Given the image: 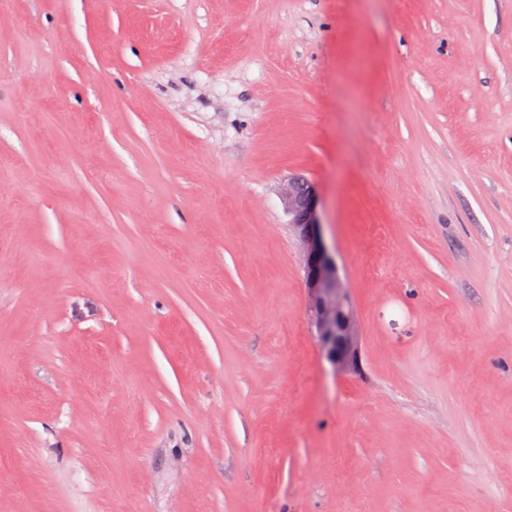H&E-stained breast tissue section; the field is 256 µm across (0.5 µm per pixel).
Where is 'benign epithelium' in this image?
I'll use <instances>...</instances> for the list:
<instances>
[{
    "instance_id": "obj_1",
    "label": "benign epithelium",
    "mask_w": 512,
    "mask_h": 512,
    "mask_svg": "<svg viewBox=\"0 0 512 512\" xmlns=\"http://www.w3.org/2000/svg\"><path fill=\"white\" fill-rule=\"evenodd\" d=\"M304 181L291 177L280 188V199L296 238L304 286L308 298V317L323 357L334 373L351 375L360 371L361 333L348 288L342 283L336 258L327 246L318 214L316 189L299 191Z\"/></svg>"
}]
</instances>
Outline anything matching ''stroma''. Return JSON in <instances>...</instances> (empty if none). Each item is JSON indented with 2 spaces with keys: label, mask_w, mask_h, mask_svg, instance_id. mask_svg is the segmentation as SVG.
I'll use <instances>...</instances> for the list:
<instances>
[{
  "label": "stroma",
  "mask_w": 512,
  "mask_h": 512,
  "mask_svg": "<svg viewBox=\"0 0 512 512\" xmlns=\"http://www.w3.org/2000/svg\"><path fill=\"white\" fill-rule=\"evenodd\" d=\"M1 467L0 512H512V0H8ZM295 176L283 183L280 199L296 238L304 286L308 298V317L323 357L335 374L360 371L361 333L348 288L342 283L336 258L327 246L318 214V195L314 186Z\"/></svg>",
  "instance_id": "35a3bbf8"
}]
</instances>
